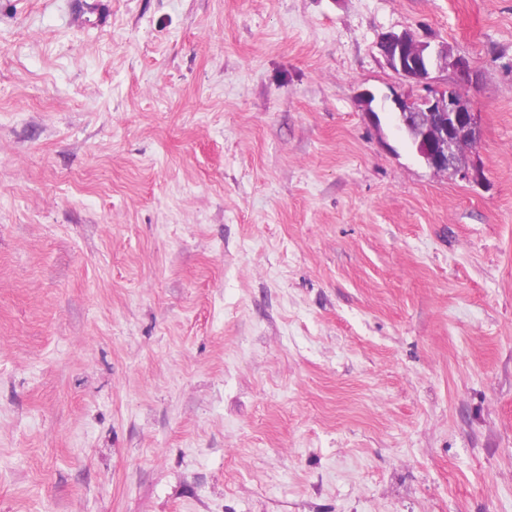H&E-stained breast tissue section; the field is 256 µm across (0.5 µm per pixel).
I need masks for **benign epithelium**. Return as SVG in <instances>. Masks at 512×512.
<instances>
[{"label": "benign epithelium", "instance_id": "1", "mask_svg": "<svg viewBox=\"0 0 512 512\" xmlns=\"http://www.w3.org/2000/svg\"><path fill=\"white\" fill-rule=\"evenodd\" d=\"M380 49L387 65L413 84L426 82L433 64L448 60L447 47L431 51L429 45L417 41L407 30L385 35ZM452 66L460 85L465 86L473 80L474 70L467 59L458 57L452 61ZM388 102L392 112L418 115L415 150L427 166L455 173L465 180L478 177V168L460 159L459 148L478 134L479 124L473 101L459 88L431 91L419 97L396 93L388 97Z\"/></svg>", "mask_w": 512, "mask_h": 512}]
</instances>
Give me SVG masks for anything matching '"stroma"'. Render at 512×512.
<instances>
[{"instance_id":"stroma-1","label":"stroma","mask_w":512,"mask_h":512,"mask_svg":"<svg viewBox=\"0 0 512 512\" xmlns=\"http://www.w3.org/2000/svg\"><path fill=\"white\" fill-rule=\"evenodd\" d=\"M0 512H512V0H0ZM380 49L387 65L406 81L413 84L426 83L435 61L448 60V48L429 50V45L416 40L410 31L386 34ZM398 128L405 133L398 114L413 112L418 115L415 150L427 166L437 171L457 174L461 179H476L479 170L467 158L461 161L459 148L471 135L479 131L478 112L473 101L458 87L448 91H429V94L411 97L392 94L386 97Z\"/></svg>"}]
</instances>
